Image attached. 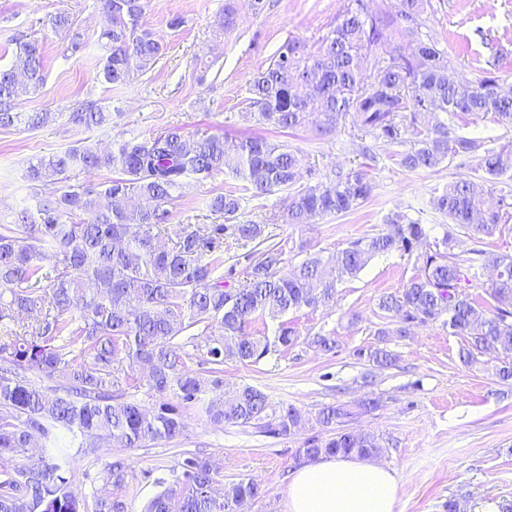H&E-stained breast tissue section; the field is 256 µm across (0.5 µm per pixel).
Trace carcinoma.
<instances>
[{"mask_svg": "<svg viewBox=\"0 0 512 512\" xmlns=\"http://www.w3.org/2000/svg\"><path fill=\"white\" fill-rule=\"evenodd\" d=\"M108 24L99 39L107 50L102 76L126 84L150 70L162 54L154 35L139 28L142 0H100ZM427 0H403L398 19L368 13L364 0H352L345 14L322 38L316 51L289 41L250 84V106L259 121L295 129L318 118L317 131L331 133L355 113L366 135L402 147L396 164L411 171L439 168L454 157L477 160L476 176L434 189L430 203L448 219L442 237L429 240L426 225L391 212L384 229L327 257L311 253L290 265L266 225L239 220L240 192L261 199L286 192L284 220L309 224L315 218L346 216L372 195L369 178L376 154L364 162L295 189L306 157L266 137L230 143L222 136L188 138L170 126L146 138L116 141L112 150L82 142L29 163L27 179L52 184L55 193L39 201L36 212L23 210L0 224V461L42 442V452L0 478V512H87L70 491L74 472L70 449L58 446L65 432L80 448L110 441L142 448L180 436L183 410L194 407L205 420L249 425L278 437L294 435L306 419L296 407L274 408L253 385L228 388L224 362L257 365L297 343L282 323L272 337L251 334L258 319L272 320L303 308L336 303L338 284L356 277L377 255L399 252L420 265V274L399 291L379 298L378 309L398 319L380 336H406V324L437 321L463 344L467 366L494 364L498 378L512 381V254L488 247L454 252L460 233L479 241L512 223L511 193L502 177L512 173V144L489 148L485 141L459 133L470 119L491 118L512 128V93L494 76L469 80L433 39H417L408 56L372 57L384 31L395 25L415 34ZM370 78H365L366 70ZM39 46L14 39L13 62L0 67V128L35 130L48 112H18L20 97L44 84ZM446 115L442 121L431 113ZM110 113L95 101L73 105L70 121L86 130L99 128ZM102 169L118 175L92 186L79 175ZM228 171L242 182L211 199L222 224H189L170 248L156 240L172 219L187 179H206ZM499 193L495 205L486 195ZM138 201L129 209V201ZM249 248L246 284L224 285V240ZM496 271L490 283L482 271ZM484 289L474 298L461 283ZM218 326V332L211 331ZM378 367L395 357L383 348L360 349ZM148 367L146 384L160 402L146 406L123 398V383ZM67 372L63 386H46L31 377ZM378 406L374 399L338 403L318 412L323 427L339 426L326 439H310L299 454L375 457L382 452L371 434L342 428ZM172 485L160 487L144 512H242L260 493L252 481L212 494L218 472L210 461L190 454ZM112 496L95 503V512H126L123 492L129 464L119 457L106 468Z\"/></svg>", "mask_w": 512, "mask_h": 512, "instance_id": "1", "label": "carcinoma"}]
</instances>
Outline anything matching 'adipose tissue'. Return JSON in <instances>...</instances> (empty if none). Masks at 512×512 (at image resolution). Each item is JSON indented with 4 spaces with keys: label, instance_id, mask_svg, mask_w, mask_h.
I'll list each match as a JSON object with an SVG mask.
<instances>
[{
    "label": "adipose tissue",
    "instance_id": "adipose-tissue-1",
    "mask_svg": "<svg viewBox=\"0 0 512 512\" xmlns=\"http://www.w3.org/2000/svg\"><path fill=\"white\" fill-rule=\"evenodd\" d=\"M394 475L373 462L341 456L302 466L288 487L287 512H394Z\"/></svg>",
    "mask_w": 512,
    "mask_h": 512
}]
</instances>
